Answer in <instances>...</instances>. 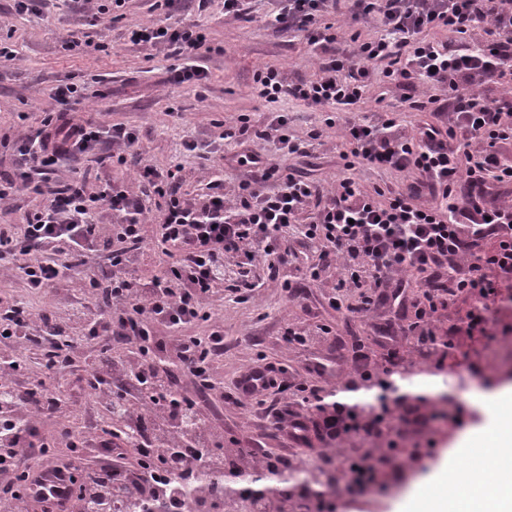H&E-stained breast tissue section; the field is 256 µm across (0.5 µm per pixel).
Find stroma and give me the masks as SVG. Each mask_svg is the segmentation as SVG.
Wrapping results in <instances>:
<instances>
[{
    "instance_id": "1",
    "label": "stroma",
    "mask_w": 512,
    "mask_h": 512,
    "mask_svg": "<svg viewBox=\"0 0 512 512\" xmlns=\"http://www.w3.org/2000/svg\"><path fill=\"white\" fill-rule=\"evenodd\" d=\"M153 3L125 0L122 7L111 8L104 20L95 22L87 6L78 0H42L36 16L17 14L13 0H0V40L18 52L16 60L0 63V177H12L15 172L13 144L21 130L37 125L42 113L56 111L52 90L60 82L70 81L83 93L75 108L76 119L135 128L140 154L121 165L101 160L95 150L60 169L58 180L83 175L92 191L101 182L112 180L125 183L137 194L142 186L136 171L144 159L162 174L180 166L181 191L196 199L209 192L216 178H223L228 188L247 178L248 169L240 165L239 158L249 149L267 155L280 167L292 168L320 191H327L343 173V146L339 130L324 124L326 111L295 101L269 104L251 92L256 71L270 65L292 81L310 78L315 72L317 58L307 45L291 30L278 31L270 26L276 0H251L247 15L239 18L225 15L224 0H209L203 10L197 0H177L171 12L173 20L199 24L208 36L209 49L202 52L201 63L207 67L209 78L200 85L170 83L169 71L177 66V58L166 48L130 42V27L157 19ZM72 38L80 40V47L64 51V41ZM276 112L288 114L290 131L298 139H307L310 130L322 128L321 139L307 156L283 155L273 143L262 140L247 148L223 140L225 122L237 115H248L251 126L261 129ZM192 138L212 144V152L185 151L183 141ZM256 275L261 288L246 297L228 288L219 291L207 306L210 321L188 329L189 334L205 336L211 324L224 327V352L216 358L213 370L216 390L205 412L212 416L215 427L223 429L225 448H254L274 458L301 455L305 447L289 440L278 428L272 411L273 406L290 398L285 384H303L322 395L334 393L339 402L369 405L376 402L379 390L362 386L350 391L347 380L358 378L362 363L375 366L383 364L385 358H394L398 372L407 375L404 392L414 393L423 378H435L449 389L451 402L464 408L468 420L451 434L436 437L426 470L392 481L386 491L354 495L346 487H338V512H412L414 504L408 501V494L426 483L444 456L456 455L459 440L487 418L486 412L471 404L468 390L453 386L450 367L460 366L485 390L507 384L512 366L502 365L494 378H487L485 350L497 342H512V332L497 327L482 340H462L446 351L438 368L419 357L406 338H397L387 347L374 343L369 322L329 308L325 289L312 288L302 298L289 299L282 286L287 269L273 273L261 268ZM14 296L22 297L34 313L48 315L69 328L74 325L70 318L73 307L85 299L74 279L55 282L37 292L24 288L17 277L0 275V299ZM319 323L329 325L330 334L303 345L289 344L284 334L291 324L308 330ZM98 353L96 342L85 341L76 370L63 377L45 369L41 352L24 354L20 382H42L63 402L62 414L42 418L39 438L55 437L65 414L80 428L99 424L104 410L85 384ZM319 363L325 365V374L316 372ZM258 366L271 368L276 388L260 400H235L238 378Z\"/></svg>"
}]
</instances>
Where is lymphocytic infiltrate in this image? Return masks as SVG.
<instances>
[{"label":"lymphocytic infiltrate","instance_id":"lymphocytic-infiltrate-1","mask_svg":"<svg viewBox=\"0 0 512 512\" xmlns=\"http://www.w3.org/2000/svg\"><path fill=\"white\" fill-rule=\"evenodd\" d=\"M273 26L299 32L322 58L314 75L289 82L278 68L268 66L254 76L253 93L268 103L283 99L308 106L337 107L326 126L341 132L345 173L337 178L313 216L305 211L317 191L305 177L284 172L266 156L250 153L241 161L252 179L225 193L216 182L210 194L195 201L179 194L175 173L160 174L143 164L139 177L145 192L135 195L124 184L107 181L87 193L83 180L54 185L52 175L77 155L110 143L117 162L139 144L136 129L124 124L107 127L74 121L69 109L79 102L75 84L55 87L61 110L46 116L15 142L18 180L0 184V202L11 193L34 188L44 194L41 209L24 223L0 226V261H8L26 288L40 291L85 266L89 253H100L112 269L109 277L86 276L87 304L75 308L82 334L101 342L103 356L88 375V387L100 403L126 423L125 435L107 438L92 426L76 431L60 425L55 443L65 448L110 451L136 444L138 468L122 472L104 467L88 473L81 498L83 512H101L109 503H129L136 487L181 486L186 494L205 500L199 470L217 462L221 435L202 413L199 400L214 390L211 371L224 351V331L212 326L207 336L185 329L200 320L202 310L224 282V268H236L241 288L255 290L259 267L276 270L282 263L280 241L293 237L313 253V264L286 279L284 288L296 295L300 282L326 284V273L341 274L327 296L335 310L346 307L345 293L360 292L352 313L368 314L388 307L395 321L375 325L376 343L401 332L414 337L423 356H431L439 338L455 347L460 337L478 339L499 324L504 294L512 290V0H351L356 14L374 17L382 28L375 38L352 35L348 48L331 52L338 32L328 17L340 13L342 0H278ZM174 0H155L158 20L131 32L133 44L162 45L185 60L173 70L176 84L206 81L199 64L205 33L194 25L169 22ZM483 30L481 44L457 49L474 30ZM445 32L446 40L435 37ZM409 91L410 107L429 109L436 122L407 129L396 109L359 117L353 109L367 99L375 82ZM503 93L492 98L491 86ZM225 138H249L273 143L288 155L308 149L289 130L288 117L278 113L265 129L253 130L245 116L225 126ZM366 168L406 177L405 186L378 184L365 188L355 172ZM274 181L265 192L261 183ZM114 218L110 227L95 222L99 206ZM158 208L160 222L147 231L146 218ZM154 243L171 259L167 272L142 280L128 267L134 256ZM468 308L459 322L438 333V312L457 301ZM165 327L167 341L156 338ZM60 327L47 315L31 312L21 301L0 306V476L18 512H25L26 494L15 488L19 467L35 448L43 411L61 400L40 395L39 384L22 387L14 374L16 353L30 349L35 339L52 343L45 367L54 374L74 364L72 352L59 344ZM136 347L127 361H112V341ZM170 352L194 384V396L174 390L155 355ZM361 382L382 391L369 407L318 400L321 439L343 444L378 437L376 451L357 449L356 463H367L369 479L378 482L384 467L423 466L424 452L405 438L408 417L397 415L389 396L390 368L363 366Z\"/></svg>","mask_w":512,"mask_h":512}]
</instances>
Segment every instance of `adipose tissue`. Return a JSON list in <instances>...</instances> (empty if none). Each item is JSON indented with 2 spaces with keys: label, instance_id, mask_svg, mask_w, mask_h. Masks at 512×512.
<instances>
[{
  "label": "adipose tissue",
  "instance_id": "adipose-tissue-1",
  "mask_svg": "<svg viewBox=\"0 0 512 512\" xmlns=\"http://www.w3.org/2000/svg\"><path fill=\"white\" fill-rule=\"evenodd\" d=\"M493 424L492 438L471 442L465 478L446 474L421 512H512V416L499 415Z\"/></svg>",
  "mask_w": 512,
  "mask_h": 512
}]
</instances>
